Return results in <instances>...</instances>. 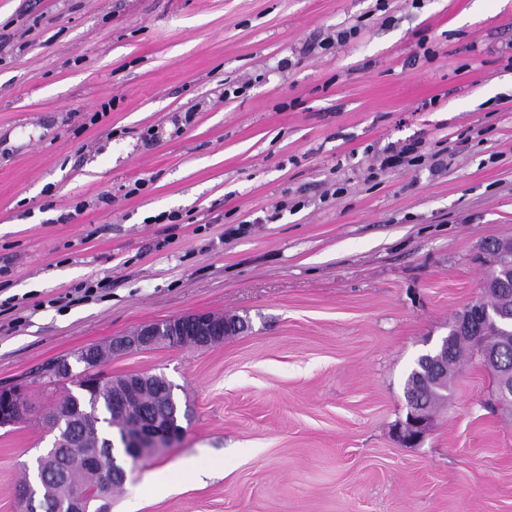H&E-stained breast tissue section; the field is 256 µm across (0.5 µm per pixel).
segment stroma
<instances>
[{"instance_id": "stroma-1", "label": "stroma", "mask_w": 512, "mask_h": 512, "mask_svg": "<svg viewBox=\"0 0 512 512\" xmlns=\"http://www.w3.org/2000/svg\"><path fill=\"white\" fill-rule=\"evenodd\" d=\"M0 32V387L32 404L0 428V512L50 444L39 368L194 313L248 328L102 367L188 410L109 512H512V408L479 364L420 444L392 437L512 239V0H0ZM416 139L440 170H380Z\"/></svg>"}]
</instances>
